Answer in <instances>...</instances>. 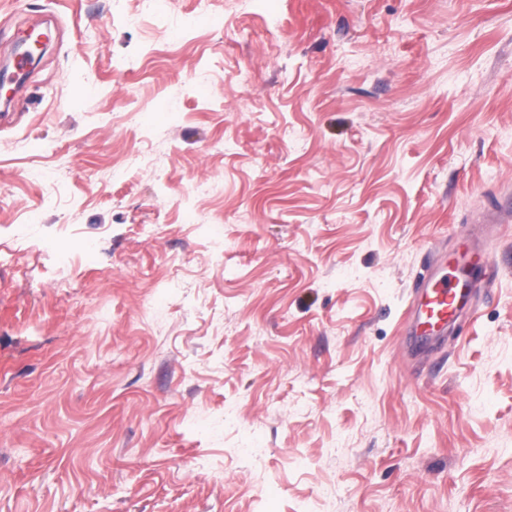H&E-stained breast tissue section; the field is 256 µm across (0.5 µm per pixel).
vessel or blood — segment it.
I'll return each mask as SVG.
<instances>
[{"instance_id": "b4317fda", "label": "vessel or blood", "mask_w": 512, "mask_h": 512, "mask_svg": "<svg viewBox=\"0 0 512 512\" xmlns=\"http://www.w3.org/2000/svg\"><path fill=\"white\" fill-rule=\"evenodd\" d=\"M493 259L478 232L466 235L455 253L434 252L433 261L411 293L407 324L411 343L421 348L444 340L463 315L477 271Z\"/></svg>"}]
</instances>
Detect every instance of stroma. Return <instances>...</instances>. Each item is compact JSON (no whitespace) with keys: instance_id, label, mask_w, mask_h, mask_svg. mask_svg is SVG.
<instances>
[{"instance_id":"35a3bbf8","label":"stroma","mask_w":512,"mask_h":512,"mask_svg":"<svg viewBox=\"0 0 512 512\" xmlns=\"http://www.w3.org/2000/svg\"><path fill=\"white\" fill-rule=\"evenodd\" d=\"M38 23L0 512H512V223L452 340L404 317L512 195V0H0V66Z\"/></svg>"}]
</instances>
